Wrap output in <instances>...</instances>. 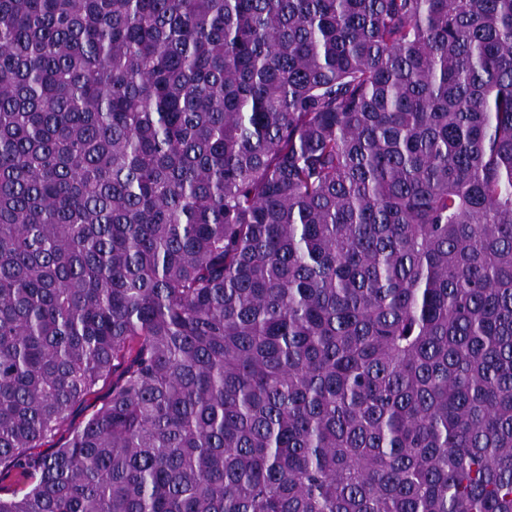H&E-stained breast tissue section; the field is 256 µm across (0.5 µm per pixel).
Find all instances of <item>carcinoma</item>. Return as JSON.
I'll return each mask as SVG.
<instances>
[{
  "instance_id": "1",
  "label": "carcinoma",
  "mask_w": 512,
  "mask_h": 512,
  "mask_svg": "<svg viewBox=\"0 0 512 512\" xmlns=\"http://www.w3.org/2000/svg\"><path fill=\"white\" fill-rule=\"evenodd\" d=\"M0 512H512V0H0ZM112 389V378L104 383H100L96 387V391L91 395L87 396L84 403L75 411L72 415L69 426L62 428L58 434L54 437L53 443L59 441V439L63 440L68 435V430L75 425H78L82 422L87 414H89L94 407L100 405L109 395Z\"/></svg>"
}]
</instances>
